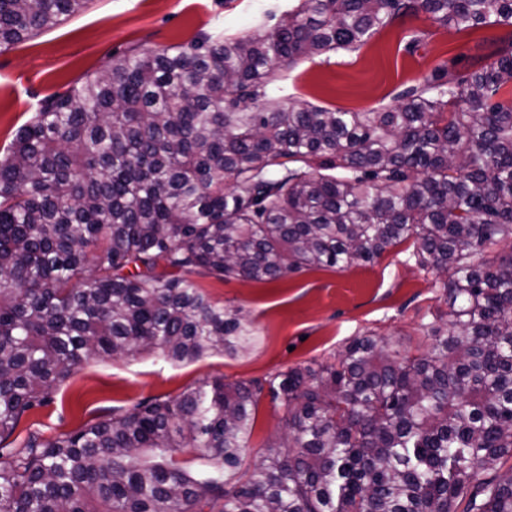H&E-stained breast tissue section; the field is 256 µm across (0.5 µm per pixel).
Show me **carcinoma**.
<instances>
[{"label":"carcinoma","instance_id":"cac0c4a2","mask_svg":"<svg viewBox=\"0 0 512 512\" xmlns=\"http://www.w3.org/2000/svg\"><path fill=\"white\" fill-rule=\"evenodd\" d=\"M89 0H0V51ZM425 11L507 29L497 59L348 112L271 65ZM512 0H297L279 27L131 50L41 101L0 157V443L71 371L253 341L196 276L269 282L413 241L447 310L411 354L369 333L318 369L204 381L0 452V512H512ZM285 431L246 462L262 397ZM189 448L194 467L175 458Z\"/></svg>","mask_w":512,"mask_h":512}]
</instances>
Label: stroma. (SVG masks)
<instances>
[{"mask_svg":"<svg viewBox=\"0 0 512 512\" xmlns=\"http://www.w3.org/2000/svg\"><path fill=\"white\" fill-rule=\"evenodd\" d=\"M296 0H89L57 27L0 52V150L40 102L65 92L129 49L154 51L204 36L275 30ZM503 31L456 30L418 12L374 33L361 46L276 64L271 87L301 105L369 112L397 104L409 89L492 60ZM411 242L376 261L341 270L311 267L273 282L199 279L218 305L241 309L257 338L247 351H212L175 362L159 352L90 361L74 369L49 400L28 411L12 441L45 439L117 417L136 404L174 397L202 380L252 381L294 367L318 366L364 332L415 347L423 324L444 309L442 281L422 270ZM283 412L262 399L247 453L267 455Z\"/></svg>","mask_w":512,"mask_h":512,"instance_id":"1","label":"stroma"}]
</instances>
